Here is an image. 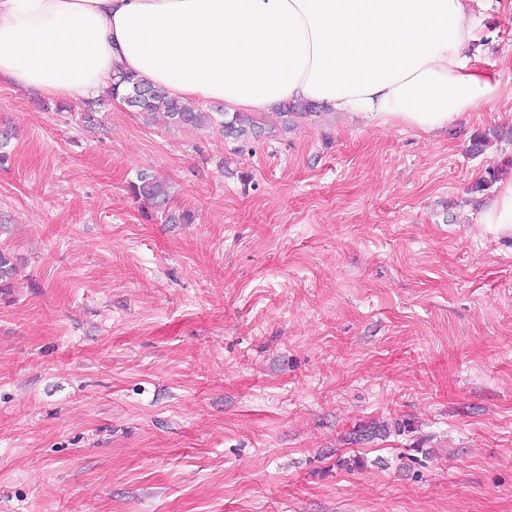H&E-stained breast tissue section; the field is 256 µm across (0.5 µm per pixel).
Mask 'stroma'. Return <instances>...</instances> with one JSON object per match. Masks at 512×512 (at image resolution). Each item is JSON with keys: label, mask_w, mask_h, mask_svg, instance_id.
I'll return each mask as SVG.
<instances>
[{"label": "stroma", "mask_w": 512, "mask_h": 512, "mask_svg": "<svg viewBox=\"0 0 512 512\" xmlns=\"http://www.w3.org/2000/svg\"><path fill=\"white\" fill-rule=\"evenodd\" d=\"M482 15L500 96L452 132L88 130L0 84V512H512V237L472 190L512 141L470 152L512 127V0ZM131 192L136 197H141L149 202L156 209H163L166 223L168 224H190L192 215L190 211H166L170 201V194L166 184L157 181L147 173H140L137 181L130 185Z\"/></svg>", "instance_id": "1"}]
</instances>
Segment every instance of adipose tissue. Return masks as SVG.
I'll list each match as a JSON object with an SVG mask.
<instances>
[{
	"label": "adipose tissue",
	"mask_w": 512,
	"mask_h": 512,
	"mask_svg": "<svg viewBox=\"0 0 512 512\" xmlns=\"http://www.w3.org/2000/svg\"><path fill=\"white\" fill-rule=\"evenodd\" d=\"M482 0H0V82L64 101L118 72L228 113L308 101L425 133L499 97Z\"/></svg>",
	"instance_id": "1"
}]
</instances>
